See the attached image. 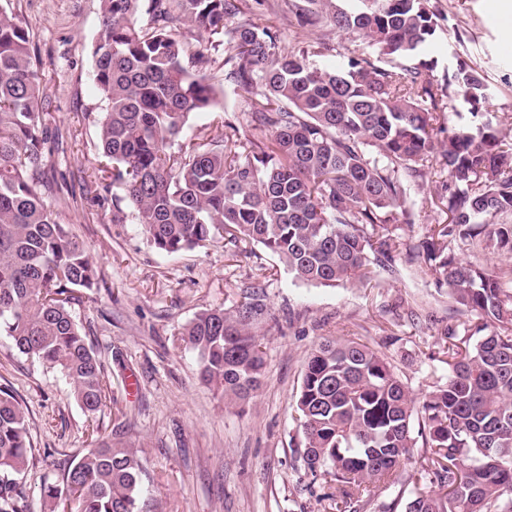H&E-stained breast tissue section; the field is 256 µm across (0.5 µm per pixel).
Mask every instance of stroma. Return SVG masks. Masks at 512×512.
Segmentation results:
<instances>
[{"label": "stroma", "instance_id": "35a3bbf8", "mask_svg": "<svg viewBox=\"0 0 512 512\" xmlns=\"http://www.w3.org/2000/svg\"><path fill=\"white\" fill-rule=\"evenodd\" d=\"M13 3L43 61L45 108L58 140L50 175L66 199L58 218L100 274L97 288L80 292L72 307L108 384L106 403L93 420L108 432L118 413H126L121 439L139 451L147 473L142 512H330L307 487L292 421L306 358L326 338L382 347L419 399L447 375L438 348L460 316L415 252L431 226L448 221L445 206L429 203L443 194L447 171L430 166L412 197L416 221L396 231L403 250L394 278L383 273L371 284L347 288L304 285L256 244L241 251L219 241L171 255L158 252L134 220L113 223L112 205L97 203L100 101L92 52L101 31L99 0ZM430 5L438 27L422 59L432 64L434 80L461 66L477 70L487 85L481 109L507 130L512 145V26L491 21L500 0ZM259 18L284 30L282 49L326 43L327 51L311 59L320 68H341L350 55L385 70L418 62L327 26H289L288 0H264ZM211 75L217 105L192 114L184 137L202 141L216 115L249 134V93L225 83L220 68ZM250 283L263 287L275 317L264 328L265 377L248 403L228 408L198 381L195 354L173 336L198 313L239 303L242 286ZM0 384L11 387L29 418L36 461L22 482L28 512H50L43 485L88 449L92 419L60 373L27 359L2 333Z\"/></svg>", "mask_w": 512, "mask_h": 512}]
</instances>
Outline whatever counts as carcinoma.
I'll list each match as a JSON object with an SVG mask.
<instances>
[{
	"label": "carcinoma",
	"mask_w": 512,
	"mask_h": 512,
	"mask_svg": "<svg viewBox=\"0 0 512 512\" xmlns=\"http://www.w3.org/2000/svg\"><path fill=\"white\" fill-rule=\"evenodd\" d=\"M262 0H100L93 76L102 116L101 157L147 241L174 254L222 240L258 244L297 282L344 288L397 272L393 224L415 223L412 192L433 152L448 173L450 222L422 242L457 312L471 317L445 344L448 375L416 402L392 359L357 341L324 340L307 356L292 419L311 483L339 512L371 502L411 449L425 467L406 475L410 495L385 512H512V290L459 245L512 252V156L482 121L480 73L459 67L437 86L430 68L381 71L355 55L320 69L326 44L279 49L281 31L253 18ZM149 16L150 27L139 25ZM299 26L324 22L389 54L419 56L437 16L427 0H303ZM190 35L224 51V81L247 92L252 133L218 121L205 141L181 142L190 114L217 104L216 59L188 53ZM456 86L473 124L435 150L438 93ZM40 64L12 6L0 4V333L28 358L57 368L93 418L106 399L103 366L73 313L74 291L97 287L85 247L57 218L63 197L47 169L55 151L43 112ZM269 315L259 285L231 309L198 313L176 334L196 353L199 380L239 406L265 371L259 330ZM90 445L44 486L60 512H140L144 463L89 426ZM497 448L495 455L487 449ZM35 456L29 422L0 387V512H27L21 489Z\"/></svg>",
	"instance_id": "cac0c4a2"
}]
</instances>
